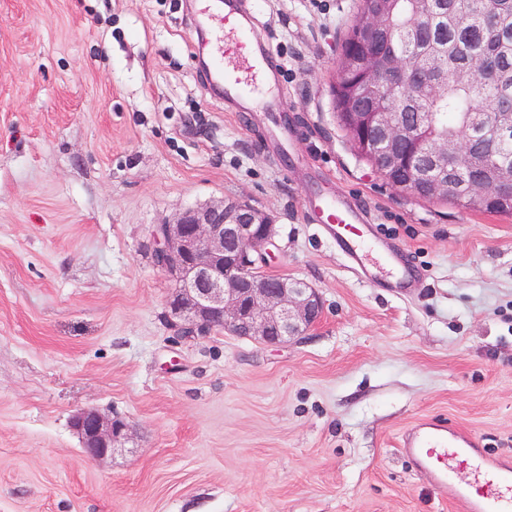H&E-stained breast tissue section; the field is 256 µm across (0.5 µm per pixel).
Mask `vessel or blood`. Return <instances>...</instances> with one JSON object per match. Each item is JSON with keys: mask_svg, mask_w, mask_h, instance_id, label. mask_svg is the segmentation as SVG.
<instances>
[{"mask_svg": "<svg viewBox=\"0 0 512 512\" xmlns=\"http://www.w3.org/2000/svg\"><path fill=\"white\" fill-rule=\"evenodd\" d=\"M256 17L247 0H194V25L199 39H212L215 54L206 65V79L224 98L225 106L257 109L278 116L287 105L281 80V65L274 49L259 42L254 29ZM233 60L239 70L255 75L244 82L224 66ZM312 223L335 243L348 268L361 280L374 279L377 259L384 253L371 229L366 212L344 194H316L307 199ZM401 450L415 467L427 473L439 492L461 504L464 512H512V465L498 463L476 448L473 440L453 429L423 423L409 429ZM467 470L472 478L455 481L457 471Z\"/></svg>", "mask_w": 512, "mask_h": 512, "instance_id": "1", "label": "vessel or blood"}]
</instances>
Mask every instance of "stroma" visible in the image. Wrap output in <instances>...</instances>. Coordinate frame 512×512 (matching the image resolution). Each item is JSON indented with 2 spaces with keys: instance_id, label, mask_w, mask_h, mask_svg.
Wrapping results in <instances>:
<instances>
[{
  "instance_id": "1",
  "label": "stroma",
  "mask_w": 512,
  "mask_h": 512,
  "mask_svg": "<svg viewBox=\"0 0 512 512\" xmlns=\"http://www.w3.org/2000/svg\"><path fill=\"white\" fill-rule=\"evenodd\" d=\"M359 0H253L283 58L290 147L228 112L191 0H0V512H461L404 456L425 419L512 461V215L400 194L359 158L333 86ZM352 196L412 288L355 278L303 202ZM268 213L263 271L320 293L272 347L181 338L153 225ZM132 427L87 457L70 425ZM72 426L81 438L82 448L89 457L105 460L115 448L129 439V424L120 418L107 417L96 410L84 409L72 417Z\"/></svg>"
}]
</instances>
